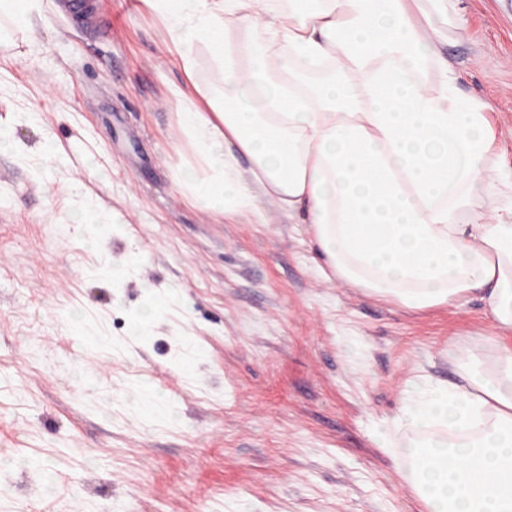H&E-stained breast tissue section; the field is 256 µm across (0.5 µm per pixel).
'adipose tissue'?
Returning a JSON list of instances; mask_svg holds the SVG:
<instances>
[{
	"label": "adipose tissue",
	"mask_w": 512,
	"mask_h": 512,
	"mask_svg": "<svg viewBox=\"0 0 512 512\" xmlns=\"http://www.w3.org/2000/svg\"><path fill=\"white\" fill-rule=\"evenodd\" d=\"M193 88L171 87L179 134L207 174L189 195L261 224L262 202L302 214L329 270L421 310L484 302L512 331V204L486 175L483 104L422 62L461 18L451 0H147ZM206 48L223 95L195 83ZM264 91L254 109L246 90ZM461 383L424 382L403 423L426 512H512V343L456 355Z\"/></svg>",
	"instance_id": "obj_1"
}]
</instances>
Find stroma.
<instances>
[{
	"label": "stroma",
	"mask_w": 512,
	"mask_h": 512,
	"mask_svg": "<svg viewBox=\"0 0 512 512\" xmlns=\"http://www.w3.org/2000/svg\"><path fill=\"white\" fill-rule=\"evenodd\" d=\"M61 5L40 0L38 42L0 34V512H424L402 410L498 336L483 302L407 309L333 277L274 206L250 224L191 202L177 174L203 162L168 93L186 77L153 12ZM455 8L438 53L511 173L512 9Z\"/></svg>",
	"instance_id": "obj_1"
}]
</instances>
